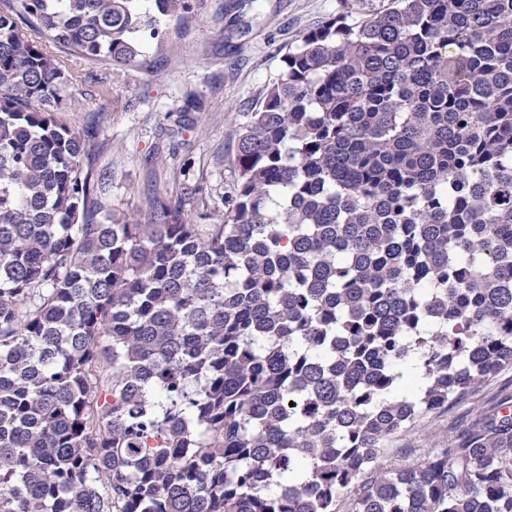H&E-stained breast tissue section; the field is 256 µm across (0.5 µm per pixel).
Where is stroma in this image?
<instances>
[{
    "mask_svg": "<svg viewBox=\"0 0 512 512\" xmlns=\"http://www.w3.org/2000/svg\"><path fill=\"white\" fill-rule=\"evenodd\" d=\"M230 0H197L196 21L172 31L143 63L113 72L103 64L71 58L79 78L65 89L57 118L90 133L99 149L95 174L107 175L106 204L116 216L142 219L146 197L180 201L189 224L215 223L221 198L234 178L238 128L280 75V57L302 35L335 17L342 0H247L231 22ZM198 104L193 125L179 116L187 98ZM203 187L181 199L182 170ZM512 397V368L483 380L445 412L424 415L410 431L387 441L385 469L414 464L427 449L454 439L475 418Z\"/></svg>",
    "mask_w": 512,
    "mask_h": 512,
    "instance_id": "35a3bbf8",
    "label": "stroma"
}]
</instances>
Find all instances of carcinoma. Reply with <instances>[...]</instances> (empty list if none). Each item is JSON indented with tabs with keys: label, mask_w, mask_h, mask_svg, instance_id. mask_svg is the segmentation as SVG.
Segmentation results:
<instances>
[{
	"label": "carcinoma",
	"mask_w": 512,
	"mask_h": 512,
	"mask_svg": "<svg viewBox=\"0 0 512 512\" xmlns=\"http://www.w3.org/2000/svg\"><path fill=\"white\" fill-rule=\"evenodd\" d=\"M194 2L0 0V512H512L509 410L379 463L512 366V0H355L218 223L122 222L63 55L119 72Z\"/></svg>",
	"instance_id": "1"
}]
</instances>
